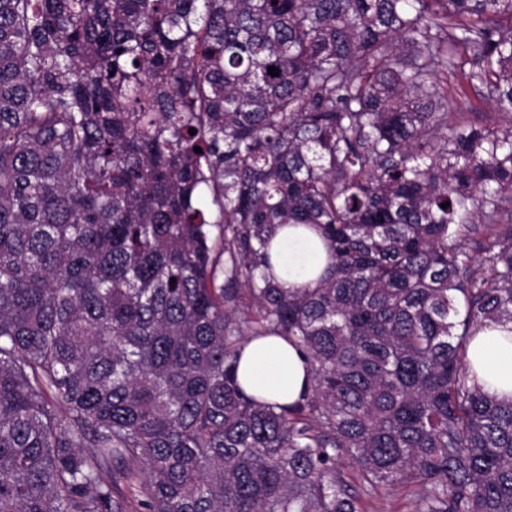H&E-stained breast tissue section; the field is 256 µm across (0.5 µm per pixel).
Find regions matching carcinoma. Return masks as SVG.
<instances>
[{"label": "carcinoma", "mask_w": 512, "mask_h": 512, "mask_svg": "<svg viewBox=\"0 0 512 512\" xmlns=\"http://www.w3.org/2000/svg\"><path fill=\"white\" fill-rule=\"evenodd\" d=\"M450 77L512 112V0H0V512H512L466 353L512 323V123ZM271 335L291 404L236 380ZM449 112H463V119L474 123L488 121L502 125L506 120L497 106L483 100L477 90L470 88L467 89L466 95L456 96L454 107ZM273 275L283 288L315 287L328 267V250L322 237L302 224L277 230L272 241ZM237 378L246 393L279 404L295 402L307 386L303 355L276 336L246 342ZM413 500L412 488L398 487L389 491H381L377 497L367 498L365 509L366 512H410L413 508Z\"/></svg>", "instance_id": "obj_1"}]
</instances>
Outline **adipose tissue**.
I'll list each match as a JSON object with an SVG mask.
<instances>
[{"mask_svg":"<svg viewBox=\"0 0 512 512\" xmlns=\"http://www.w3.org/2000/svg\"><path fill=\"white\" fill-rule=\"evenodd\" d=\"M271 253L273 274L288 289L315 287L328 267L324 240L301 224L279 228ZM467 355L483 390L497 399L512 400V323L478 331ZM237 378L246 393L279 404L295 402L307 386L303 355L276 336L246 342Z\"/></svg>","mask_w":512,"mask_h":512,"instance_id":"1","label":"adipose tissue"}]
</instances>
